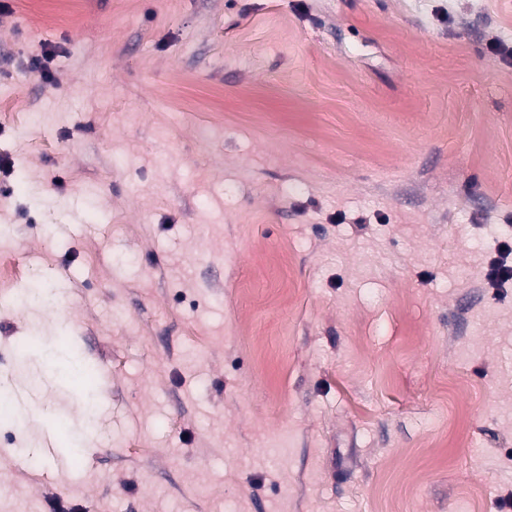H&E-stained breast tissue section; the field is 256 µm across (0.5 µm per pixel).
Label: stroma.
Masks as SVG:
<instances>
[{
  "mask_svg": "<svg viewBox=\"0 0 512 512\" xmlns=\"http://www.w3.org/2000/svg\"><path fill=\"white\" fill-rule=\"evenodd\" d=\"M6 2L0 512H512V0ZM498 258H493L488 266L486 275L492 282L491 287L496 288L499 285L512 279V266L507 264L506 258L512 253L511 245L504 241L498 246Z\"/></svg>",
  "mask_w": 512,
  "mask_h": 512,
  "instance_id": "stroma-1",
  "label": "stroma"
}]
</instances>
